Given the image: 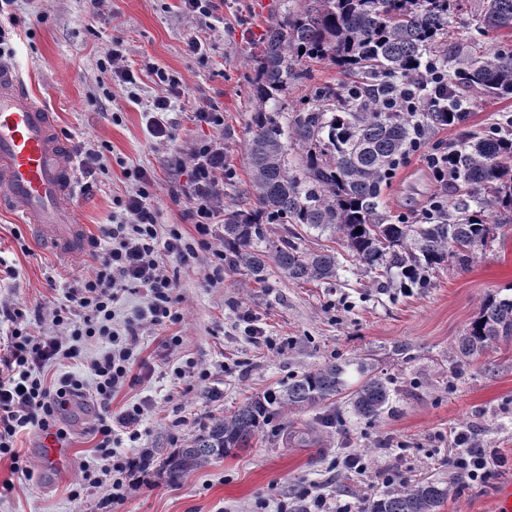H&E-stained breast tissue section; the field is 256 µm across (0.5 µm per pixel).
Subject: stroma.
<instances>
[{
    "label": "stroma",
    "mask_w": 512,
    "mask_h": 512,
    "mask_svg": "<svg viewBox=\"0 0 512 512\" xmlns=\"http://www.w3.org/2000/svg\"><path fill=\"white\" fill-rule=\"evenodd\" d=\"M302 3L215 0L213 15L199 20L186 16L179 0H101L96 6L90 0H17L13 67L55 113L69 146L90 144L106 159L93 191L79 197L78 218L87 235H96L99 225L109 222L113 199L134 187L138 168L154 174L160 224H177L185 235H194L189 201L173 195L187 175L171 171L167 159L217 138L224 141L221 204L244 200L251 185L247 144L256 108L250 59L269 26ZM484 8L485 0H461L451 9L448 33L432 47V55L512 45L510 33L477 30ZM193 35L205 43L206 58L189 52L186 42ZM116 40L123 44L126 65L140 77L135 92L112 79L106 53ZM298 67L305 79L282 96L290 113L308 107L316 88L340 79L329 60L306 58ZM159 69L183 88L171 100L168 117L175 134L166 142L153 138L147 128L159 91L154 82ZM210 101L224 111L223 129L195 119L197 109ZM464 105V127L430 130L424 151L447 150L464 131L512 137V95L469 94ZM424 151L406 155L383 192L382 211L391 219L421 223L435 198L446 203L452 198V190L441 187L428 170ZM298 233L301 251L328 246L341 256L335 278L295 281L271 266L258 283L228 267L223 282L212 284L205 279L208 253L190 267L167 259L168 272L178 277L182 318L146 325L141 332L138 358L155 371L118 390L110 411L119 413L140 399L151 401L152 407L141 438L121 439L119 449L136 457L186 445L212 417L329 361L366 359L390 389L381 414L356 417L337 397L333 405L344 419L339 428L318 424L319 406L276 417L248 447L212 461L179 484H167L152 472L135 474L133 489L113 512H252L259 500L266 504L264 512H277L281 502H300L314 486L331 501L352 504L361 512L365 503L392 489L395 463L408 483L432 481L448 488L440 512H493L496 491L512 483V469L488 483L460 489L448 459L459 452L454 435L466 429L512 458V339L491 342L467 362L457 348L485 297H512V223L498 225L495 241L467 265L448 262L434 270L426 287L408 292L373 286L365 266L346 258L342 239L303 226ZM0 258L7 265L0 272V306L41 307L34 330L47 335L55 331L52 312L64 303L68 284L91 274L93 266L89 253L60 255L43 249L31 224L1 208ZM244 310L276 342V350L247 335L239 320ZM167 336L180 337V345L163 349ZM191 363L210 372L207 385L190 387L175 379L174 368ZM97 413L96 405L77 401L59 420L71 449L61 470L45 462L37 432L17 437L15 447L30 473H13L10 460L0 459V512H97L106 488L71 495L81 463L95 456L92 426ZM350 450L363 455L365 474H347L339 466V457Z\"/></svg>",
    "instance_id": "obj_1"
}]
</instances>
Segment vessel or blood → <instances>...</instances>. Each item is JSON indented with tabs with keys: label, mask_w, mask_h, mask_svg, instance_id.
Masks as SVG:
<instances>
[{
	"label": "vessel or blood",
	"mask_w": 512,
	"mask_h": 512,
	"mask_svg": "<svg viewBox=\"0 0 512 512\" xmlns=\"http://www.w3.org/2000/svg\"><path fill=\"white\" fill-rule=\"evenodd\" d=\"M74 170L52 113L35 103L18 71L0 68V206L15 207L45 246L71 254L84 247Z\"/></svg>",
	"instance_id": "b4317fda"
}]
</instances>
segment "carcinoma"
<instances>
[{"mask_svg":"<svg viewBox=\"0 0 512 512\" xmlns=\"http://www.w3.org/2000/svg\"><path fill=\"white\" fill-rule=\"evenodd\" d=\"M458 0H304L271 25L253 57V95L261 104L251 119L248 159L257 206L231 210L224 217V256L229 265L254 280L264 279L268 262L288 278L317 281L336 277L335 253H305L296 232L273 248L262 249L266 224H302L338 232L355 260L399 278L400 287H422L426 273L453 260L466 265L487 245L491 228L485 212L495 209L512 220V138L496 134L464 136L448 150V181L456 186L449 208L436 207L426 224H389L379 213V198L390 171L416 130L456 126L463 112L445 102L433 111L393 112L384 107L383 88L401 87L418 73L422 51L432 47L447 26ZM482 24L512 31V0H485ZM329 58L344 75L358 71L364 81L324 85L315 105L282 124L280 96L305 77L302 58ZM450 98L457 90L512 95V48L480 55L455 54ZM272 107L265 108L267 103ZM301 150L299 167H290L285 142ZM362 232L355 233V229ZM512 336V298H486L479 316L459 338L463 359L479 355L498 337ZM349 363L329 362L296 376L279 390L256 395L231 413L211 419L188 445L159 461L157 476L177 484L211 461L244 448L275 416L316 406L339 395L353 414L373 418L390 393L360 360L362 380L349 387ZM448 489L418 483L367 505L366 512H437Z\"/></svg>","mask_w":512,"mask_h":512,"instance_id":"1","label":"carcinoma"}]
</instances>
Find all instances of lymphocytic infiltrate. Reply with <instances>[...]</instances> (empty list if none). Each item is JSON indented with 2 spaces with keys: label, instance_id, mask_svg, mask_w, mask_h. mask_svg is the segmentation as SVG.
<instances>
[{
  "label": "lymphocytic infiltrate",
  "instance_id": "lymphocytic-infiltrate-1",
  "mask_svg": "<svg viewBox=\"0 0 512 512\" xmlns=\"http://www.w3.org/2000/svg\"><path fill=\"white\" fill-rule=\"evenodd\" d=\"M156 77L159 92L152 101L149 132L153 138L166 141L173 136L167 118L171 99L180 93L181 86L165 72H157ZM446 90L443 82L431 86L426 79L417 78L387 103L393 109L419 112L424 103L438 104ZM169 165L189 172L178 193L191 204L189 216L195 236H184L175 224L161 228L152 201L153 175L147 169H137L136 188L116 200L109 223L100 225L98 236L89 241L96 262L92 275L69 285L65 304L53 312L52 322L60 327V334H32L23 309H0V315L14 324L7 343L0 347V455L9 456L14 472H27L26 462L14 446L17 435L55 426L74 399L91 395L99 408L92 432L100 441L95 462L80 465L81 485L108 487V494L99 502L100 512H112L113 505L124 502L131 487L133 460L113 448L114 431L119 428L131 439H138V427L148 409L143 401L111 415L112 396L139 381L132 368L144 325L174 323L181 318L175 308L178 280L169 274L164 257L172 256L188 265L198 261L200 251L205 250L211 255L208 281L214 283L224 277V248L212 240V226L220 213L224 145L217 140L198 143L188 155L173 156ZM137 294L145 298V305L122 313L124 298ZM97 336L107 339L108 345L88 361L94 376L92 386L70 376L47 382V366L79 357V342ZM454 442L461 449L452 461L460 481H486L512 462L472 431H458Z\"/></svg>",
  "mask_w": 512,
  "mask_h": 512
}]
</instances>
